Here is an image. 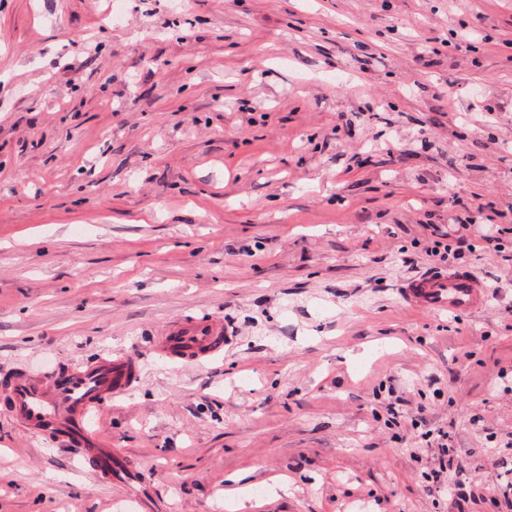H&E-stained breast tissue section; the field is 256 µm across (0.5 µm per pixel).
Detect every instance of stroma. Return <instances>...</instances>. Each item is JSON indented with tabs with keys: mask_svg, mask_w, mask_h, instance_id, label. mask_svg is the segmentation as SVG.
Masks as SVG:
<instances>
[{
	"mask_svg": "<svg viewBox=\"0 0 512 512\" xmlns=\"http://www.w3.org/2000/svg\"><path fill=\"white\" fill-rule=\"evenodd\" d=\"M448 269L479 311L402 299ZM115 353L107 486L5 388ZM511 439L512 0H0V512H505ZM230 340L228 329L213 319L183 318L156 336L152 348L159 356L194 363L221 353ZM450 468V461L448 464H446L445 460L440 457L439 463H438V469L437 470H431L430 476L428 478L430 479H436L433 480V483L435 482V490L438 492H444L448 493L449 497L454 496H462V483L459 481H454L450 474H448V480L445 481V479L442 477V475ZM432 474H435L436 476L433 477Z\"/></svg>",
	"mask_w": 512,
	"mask_h": 512,
	"instance_id": "1",
	"label": "stroma"
}]
</instances>
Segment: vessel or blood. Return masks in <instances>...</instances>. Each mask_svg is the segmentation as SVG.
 I'll return each instance as SVG.
<instances>
[{
  "instance_id": "b4317fda",
  "label": "vessel or blood",
  "mask_w": 512,
  "mask_h": 512,
  "mask_svg": "<svg viewBox=\"0 0 512 512\" xmlns=\"http://www.w3.org/2000/svg\"><path fill=\"white\" fill-rule=\"evenodd\" d=\"M405 298L429 310L469 314L484 301V284L466 271H433L409 281ZM231 336L212 319L183 318L169 324L156 336V354L194 363L221 353ZM138 366L128 356L108 355L47 376L20 373L8 388L13 416L27 428L64 438L79 447L95 475L112 482L116 451L89 426V417L136 382Z\"/></svg>"
}]
</instances>
